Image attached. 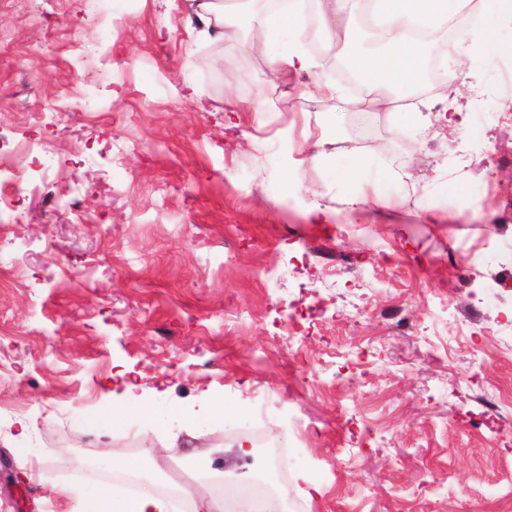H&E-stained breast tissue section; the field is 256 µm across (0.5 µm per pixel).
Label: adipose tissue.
Instances as JSON below:
<instances>
[{"instance_id":"1","label":"adipose tissue","mask_w":512,"mask_h":512,"mask_svg":"<svg viewBox=\"0 0 512 512\" xmlns=\"http://www.w3.org/2000/svg\"><path fill=\"white\" fill-rule=\"evenodd\" d=\"M184 3L187 17L198 24L202 33L219 40L235 39L239 19L225 9L224 0H184ZM321 3V18L329 26L335 25L340 15L348 10L370 8L378 16V32L386 43L385 51L367 57L354 42L347 44L346 51L365 77L363 87L371 106L388 110L393 100L381 92V81L390 82L396 89L411 91L424 79L423 44L409 37L410 27H435L449 18L460 0H321Z\"/></svg>"}]
</instances>
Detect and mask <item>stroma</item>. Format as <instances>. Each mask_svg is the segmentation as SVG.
<instances>
[{
  "instance_id": "obj_1",
  "label": "stroma",
  "mask_w": 512,
  "mask_h": 512,
  "mask_svg": "<svg viewBox=\"0 0 512 512\" xmlns=\"http://www.w3.org/2000/svg\"><path fill=\"white\" fill-rule=\"evenodd\" d=\"M373 32L347 13L313 43L264 30L259 51L195 36L182 0H0V165L26 166L23 131L54 151L51 179L31 174L0 217V512H78L59 485L122 494L100 473L134 456L150 489L186 461L236 475L232 445L256 427L303 449L287 470L321 491L290 484L300 512H496L512 492V410L485 403L512 389L495 326L512 319V10L463 66L466 25L434 31L448 79L415 101L427 132L315 93L343 84L328 44L371 49ZM296 47L311 72L274 73ZM332 111L344 149L312 163ZM375 157L383 201L347 210L340 171ZM280 263L275 301L257 273ZM311 300L322 314L288 356L280 310ZM402 309L416 330L398 331ZM130 382L152 416L117 428Z\"/></svg>"
}]
</instances>
